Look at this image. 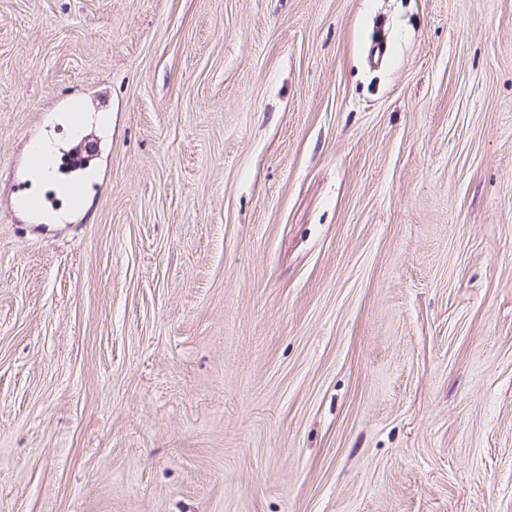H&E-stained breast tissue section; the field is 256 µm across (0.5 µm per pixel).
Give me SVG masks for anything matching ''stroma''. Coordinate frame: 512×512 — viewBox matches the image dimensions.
<instances>
[{"label": "stroma", "mask_w": 512, "mask_h": 512, "mask_svg": "<svg viewBox=\"0 0 512 512\" xmlns=\"http://www.w3.org/2000/svg\"><path fill=\"white\" fill-rule=\"evenodd\" d=\"M0 512H512V0H0ZM39 143L43 144L46 152L50 155V163L44 171H42L41 173H38L42 170V168L44 166L43 154L41 153V151L38 148H32L29 150V152H28V169L31 173H38V174H33L30 177L31 184L34 187V190L31 193V196L35 197V198L38 197L39 188L44 185H52L58 193H64L65 192L64 185L54 182V172H53L54 145L49 140L41 141Z\"/></svg>", "instance_id": "35a3bbf8"}]
</instances>
